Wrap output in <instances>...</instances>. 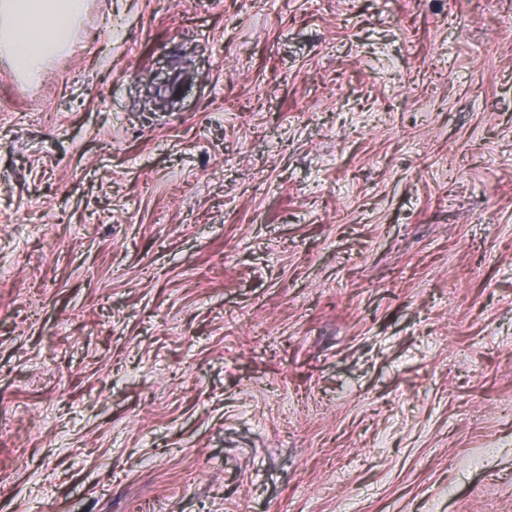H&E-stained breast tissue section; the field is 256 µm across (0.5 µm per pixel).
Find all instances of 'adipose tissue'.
I'll return each mask as SVG.
<instances>
[{
  "label": "adipose tissue",
  "instance_id": "obj_1",
  "mask_svg": "<svg viewBox=\"0 0 512 512\" xmlns=\"http://www.w3.org/2000/svg\"><path fill=\"white\" fill-rule=\"evenodd\" d=\"M87 0H0V52L27 82H39L51 59L72 50Z\"/></svg>",
  "mask_w": 512,
  "mask_h": 512
}]
</instances>
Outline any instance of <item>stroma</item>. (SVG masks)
Instances as JSON below:
<instances>
[{
	"instance_id": "1",
	"label": "stroma",
	"mask_w": 512,
	"mask_h": 512,
	"mask_svg": "<svg viewBox=\"0 0 512 512\" xmlns=\"http://www.w3.org/2000/svg\"><path fill=\"white\" fill-rule=\"evenodd\" d=\"M0 57V512H512V0H89ZM87 0H1L0 52L15 71L37 83L51 59L72 50L73 31L87 10Z\"/></svg>"
}]
</instances>
